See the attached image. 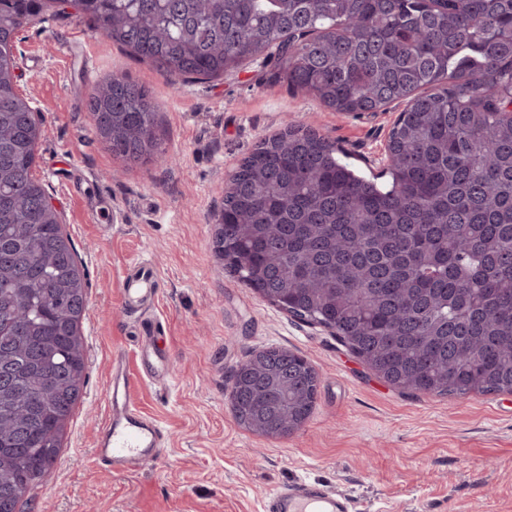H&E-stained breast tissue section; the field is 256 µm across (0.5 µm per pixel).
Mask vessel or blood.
I'll return each mask as SVG.
<instances>
[{"label": "vessel or blood", "mask_w": 512, "mask_h": 512, "mask_svg": "<svg viewBox=\"0 0 512 512\" xmlns=\"http://www.w3.org/2000/svg\"><path fill=\"white\" fill-rule=\"evenodd\" d=\"M157 285V274L142 270L129 284V303L138 305L155 300ZM141 349L143 375L151 379L167 375L168 359L156 346L153 336L143 338ZM137 400L138 390L125 364L113 360L107 419L95 448L97 460L104 469L140 474L157 460L165 444L163 430L140 413ZM351 509L347 495L310 483L283 488L270 495L265 505V512H351Z\"/></svg>", "instance_id": "1"}]
</instances>
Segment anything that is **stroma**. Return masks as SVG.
<instances>
[{
  "instance_id": "stroma-1",
  "label": "stroma",
  "mask_w": 512,
  "mask_h": 512,
  "mask_svg": "<svg viewBox=\"0 0 512 512\" xmlns=\"http://www.w3.org/2000/svg\"><path fill=\"white\" fill-rule=\"evenodd\" d=\"M15 58L16 90L44 130L33 176L77 249L88 300L82 397L57 462L21 512H263L293 481L334 486L358 512H512V394L394 389L330 331L263 300L216 252L224 183L258 142L308 125L378 175L370 159L402 105L333 112L260 62L174 86L60 4L19 31ZM113 73L152 96L164 159L126 162L97 134L86 101ZM142 259L158 271L150 318L171 363L161 384L139 378V324L123 302L126 271ZM268 346L296 351L319 376L313 415L283 438L247 431L231 411L233 371ZM116 355L138 380L140 409L169 436L159 462L135 477L93 457Z\"/></svg>"
}]
</instances>
